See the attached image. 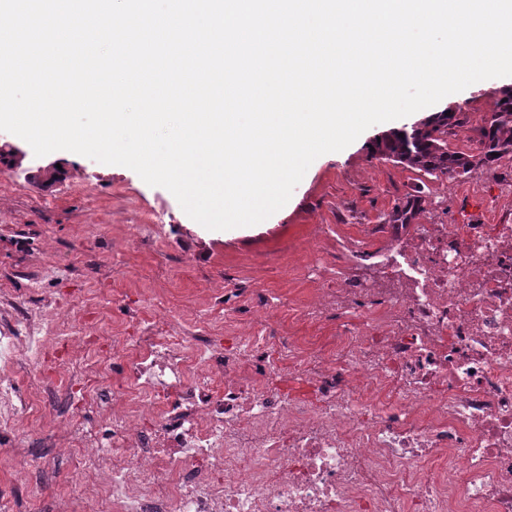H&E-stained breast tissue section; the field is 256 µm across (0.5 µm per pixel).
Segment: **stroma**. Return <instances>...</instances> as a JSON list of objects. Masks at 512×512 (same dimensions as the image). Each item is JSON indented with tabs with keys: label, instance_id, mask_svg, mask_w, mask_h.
<instances>
[{
	"label": "stroma",
	"instance_id": "obj_1",
	"mask_svg": "<svg viewBox=\"0 0 512 512\" xmlns=\"http://www.w3.org/2000/svg\"><path fill=\"white\" fill-rule=\"evenodd\" d=\"M512 79L493 78L448 95L435 109L462 107L466 118L448 138L470 151L481 119ZM422 109L364 131L340 154L319 156L285 206L248 227L212 231L192 220L167 189L147 185L133 170L69 152L38 157L14 134L0 146L25 153L23 168L0 162V289L20 299L67 301L89 324L107 317L135 334L152 314L150 295L169 303L178 326L224 321L245 312V289H266L271 302L288 300L295 266L309 248L336 251L337 236L357 237L381 223L398 199L422 189L420 224H465L476 212L505 210L502 179L512 161L469 177L433 179L370 156L377 137L428 117ZM54 404L38 406L37 424L22 425L18 447H0V489L18 512H62L80 480L79 458L51 448ZM45 464L40 481L15 478L19 457Z\"/></svg>",
	"mask_w": 512,
	"mask_h": 512
}]
</instances>
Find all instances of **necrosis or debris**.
Returning a JSON list of instances; mask_svg holds the SVG:
<instances>
[{
  "instance_id": "obj_1",
  "label": "necrosis or debris",
  "mask_w": 512,
  "mask_h": 512,
  "mask_svg": "<svg viewBox=\"0 0 512 512\" xmlns=\"http://www.w3.org/2000/svg\"><path fill=\"white\" fill-rule=\"evenodd\" d=\"M303 275L287 331L261 289L229 342L164 308L112 339L125 377L73 397L54 442L82 453L88 512H512V212L467 224H376ZM72 307L0 298V436L34 416L49 345L86 341ZM112 399V442L80 407Z\"/></svg>"
}]
</instances>
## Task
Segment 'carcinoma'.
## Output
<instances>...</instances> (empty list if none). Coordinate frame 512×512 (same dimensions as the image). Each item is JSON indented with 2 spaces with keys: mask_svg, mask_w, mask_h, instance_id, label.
Listing matches in <instances>:
<instances>
[{
  "mask_svg": "<svg viewBox=\"0 0 512 512\" xmlns=\"http://www.w3.org/2000/svg\"><path fill=\"white\" fill-rule=\"evenodd\" d=\"M464 112H438L428 119L394 129L374 142L372 156L399 163L433 178L471 176L512 157V88L501 91L494 109L482 119L473 152L448 148V135L463 123ZM424 202L421 191L399 199L385 216L386 224H412Z\"/></svg>",
  "mask_w": 512,
  "mask_h": 512,
  "instance_id": "cac0c4a2",
  "label": "carcinoma"
}]
</instances>
